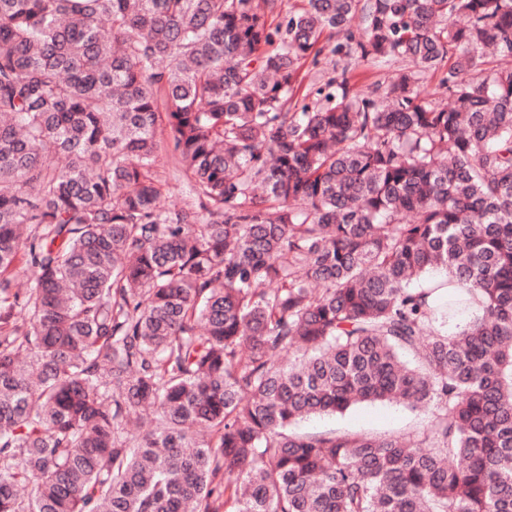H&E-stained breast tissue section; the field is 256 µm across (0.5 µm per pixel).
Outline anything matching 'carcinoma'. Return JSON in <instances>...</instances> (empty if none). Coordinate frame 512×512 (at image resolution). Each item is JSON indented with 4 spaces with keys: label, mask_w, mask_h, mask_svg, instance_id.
<instances>
[{
    "label": "carcinoma",
    "mask_w": 512,
    "mask_h": 512,
    "mask_svg": "<svg viewBox=\"0 0 512 512\" xmlns=\"http://www.w3.org/2000/svg\"><path fill=\"white\" fill-rule=\"evenodd\" d=\"M274 2L0 0V512H512V0ZM330 60H332L331 63ZM333 64L338 72L346 70L350 84L362 92L370 91L378 85L387 83L400 69L407 65L406 62H392L380 66L363 65L353 58L344 56L343 53L336 54V56L329 57L328 59H324V56H322L318 65L313 64L311 59H309L301 67L296 90L292 99L287 104L289 111L294 112L304 96L313 87L316 88L320 85L317 84L315 86L314 84L319 82L328 70L332 69ZM432 415L415 411L403 404L375 402L352 408L344 414L314 415L303 419L297 430L303 433H325L334 430L364 431L373 434L422 431Z\"/></svg>",
    "instance_id": "cac0c4a2"
}]
</instances>
